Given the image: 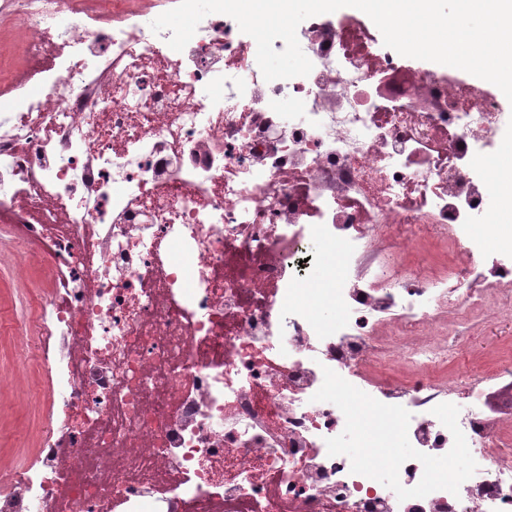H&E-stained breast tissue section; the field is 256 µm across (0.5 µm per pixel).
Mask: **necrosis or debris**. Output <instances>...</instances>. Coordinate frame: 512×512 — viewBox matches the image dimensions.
<instances>
[{
  "mask_svg": "<svg viewBox=\"0 0 512 512\" xmlns=\"http://www.w3.org/2000/svg\"><path fill=\"white\" fill-rule=\"evenodd\" d=\"M1 1L33 82L0 84V216L18 270H65L37 317L68 352L0 512H139L161 479L225 512H512V433L443 389L512 377L447 371V316L512 318V231L478 218L489 193L512 214L506 104L432 71L429 110L380 104L402 57L350 16L304 20L312 71L268 82L225 14L177 52L135 0ZM422 241L458 263H388ZM365 448L395 450L387 477Z\"/></svg>",
  "mask_w": 512,
  "mask_h": 512,
  "instance_id": "1",
  "label": "necrosis or debris"
}]
</instances>
